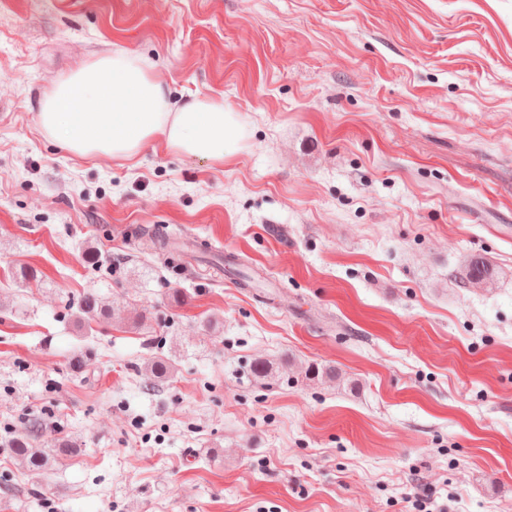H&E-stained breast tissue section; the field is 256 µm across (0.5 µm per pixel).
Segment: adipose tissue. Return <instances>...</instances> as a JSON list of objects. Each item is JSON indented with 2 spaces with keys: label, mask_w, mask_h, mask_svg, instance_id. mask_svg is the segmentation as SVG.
<instances>
[{
  "label": "adipose tissue",
  "mask_w": 512,
  "mask_h": 512,
  "mask_svg": "<svg viewBox=\"0 0 512 512\" xmlns=\"http://www.w3.org/2000/svg\"><path fill=\"white\" fill-rule=\"evenodd\" d=\"M36 111L40 129L78 157L132 162L146 145L157 144L220 164L245 138L223 98L194 96L170 109L164 78L123 51L70 70L40 94Z\"/></svg>",
  "instance_id": "1"
}]
</instances>
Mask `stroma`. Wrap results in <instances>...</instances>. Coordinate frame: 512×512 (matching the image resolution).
I'll list each match as a JSON object with an SVG mask.
<instances>
[{"label": "stroma", "instance_id": "1", "mask_svg": "<svg viewBox=\"0 0 512 512\" xmlns=\"http://www.w3.org/2000/svg\"><path fill=\"white\" fill-rule=\"evenodd\" d=\"M116 51L172 105L223 96L245 149L129 164L44 135L38 95ZM90 289L115 313L86 340ZM154 356L177 372L150 391ZM34 416L78 453L30 475L7 443ZM416 498L512 512V0H0V512ZM494 274V269L478 258H471L467 261L465 277L469 284H485L493 279Z\"/></svg>", "mask_w": 512, "mask_h": 512}]
</instances>
